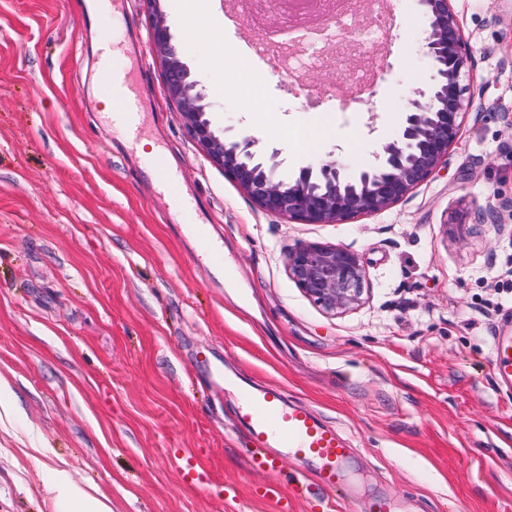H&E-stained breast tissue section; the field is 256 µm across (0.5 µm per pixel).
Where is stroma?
<instances>
[{
  "instance_id": "obj_1",
  "label": "stroma",
  "mask_w": 512,
  "mask_h": 512,
  "mask_svg": "<svg viewBox=\"0 0 512 512\" xmlns=\"http://www.w3.org/2000/svg\"><path fill=\"white\" fill-rule=\"evenodd\" d=\"M470 56L469 105L447 162L390 209L341 224L258 210L199 153L150 53L143 0L114 13L153 142L190 205L176 219L138 140L112 135L99 96V0H0V512H50L49 469L99 487L112 512H512V385L493 338L512 326V0H452ZM362 41L336 28V64L286 76L276 60L225 83L251 52L224 0H165L175 45L217 125L279 150L289 176L335 157L348 171L392 139L433 71L420 0H386ZM386 67L359 98L343 77L364 53ZM316 133L305 149L293 127ZM207 228L200 243L195 225ZM355 250L364 303L330 314L286 271L296 244ZM216 355L235 386L213 383ZM277 386L352 448L340 490L256 496L269 477L236 412L238 385ZM192 454L197 467L172 461ZM236 497H226V489Z\"/></svg>"
}]
</instances>
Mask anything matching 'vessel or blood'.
<instances>
[{"mask_svg": "<svg viewBox=\"0 0 512 512\" xmlns=\"http://www.w3.org/2000/svg\"><path fill=\"white\" fill-rule=\"evenodd\" d=\"M125 55L124 42L102 39L100 67L104 87L120 101L119 107L110 112L108 121L113 133L122 135L135 133L142 117V105L131 89L128 72L113 65L115 59ZM153 165L169 191L173 208L188 213L189 207L177 192L176 179L163 155H156ZM493 349L498 377L512 384V328L496 334ZM237 418L252 445L259 450L252 460L253 466L264 469L270 477L264 497L276 498L281 494L278 460L272 454L276 448L286 450L301 468H313V479L319 489L332 490L342 484L343 466L350 455L345 438L307 408L287 404L280 388L241 391Z\"/></svg>", "mask_w": 512, "mask_h": 512, "instance_id": "b4317fda", "label": "vessel or blood"}]
</instances>
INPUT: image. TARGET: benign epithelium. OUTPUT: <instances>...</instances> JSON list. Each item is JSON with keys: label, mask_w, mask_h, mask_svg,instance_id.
I'll return each mask as SVG.
<instances>
[{"label": "benign epithelium", "mask_w": 512, "mask_h": 512, "mask_svg": "<svg viewBox=\"0 0 512 512\" xmlns=\"http://www.w3.org/2000/svg\"><path fill=\"white\" fill-rule=\"evenodd\" d=\"M144 2L153 16L151 55L162 68L167 93L179 106L197 150L266 213L300 224H340L385 211L428 180L456 142L465 109L461 81L469 71V57L450 0H422L427 22L422 49L433 79L428 89L412 92L395 137L353 173L337 160L326 159L301 167L292 178L278 172V151H262L254 136L231 134L213 124L212 103L206 101L165 24L164 0ZM286 270L328 313L343 314L363 304L365 269L359 255L346 246L301 242L288 253Z\"/></svg>", "instance_id": "obj_1"}]
</instances>
